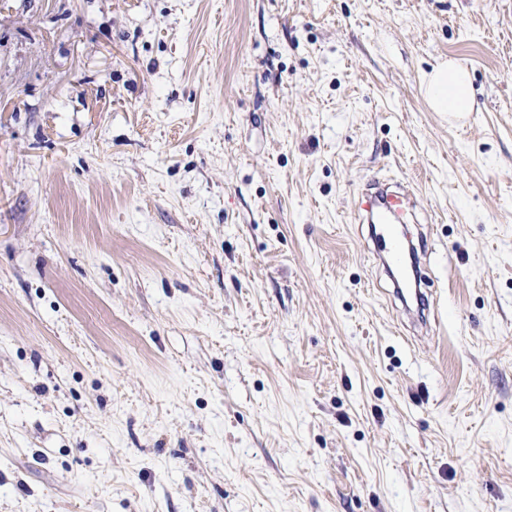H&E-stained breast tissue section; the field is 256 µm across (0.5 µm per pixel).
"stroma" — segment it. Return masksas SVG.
<instances>
[{"mask_svg": "<svg viewBox=\"0 0 512 512\" xmlns=\"http://www.w3.org/2000/svg\"><path fill=\"white\" fill-rule=\"evenodd\" d=\"M0 512H512V0H0ZM426 96L437 112L472 111L469 75L453 63L443 62L427 76ZM365 197L366 202L357 209L354 222L379 224L375 235L378 255L388 266L394 267L401 277L405 248L392 224L404 223L405 213L413 208L410 194L405 187L372 179L367 185Z\"/></svg>", "mask_w": 512, "mask_h": 512, "instance_id": "35a3bbf8", "label": "stroma"}]
</instances>
